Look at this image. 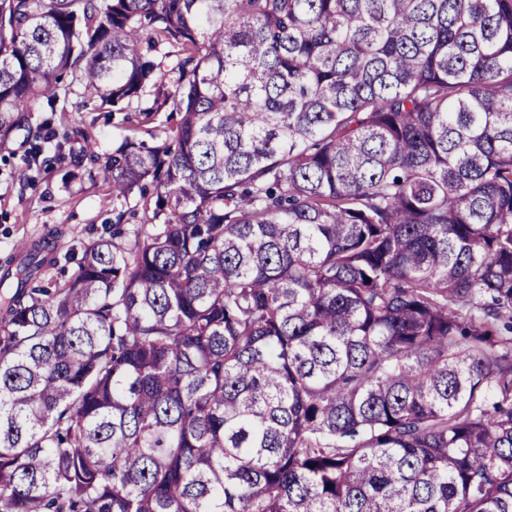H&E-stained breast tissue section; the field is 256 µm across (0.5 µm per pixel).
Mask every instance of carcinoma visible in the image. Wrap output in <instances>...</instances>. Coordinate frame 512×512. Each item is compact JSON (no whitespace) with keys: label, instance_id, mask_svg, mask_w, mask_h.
Listing matches in <instances>:
<instances>
[{"label":"carcinoma","instance_id":"1","mask_svg":"<svg viewBox=\"0 0 512 512\" xmlns=\"http://www.w3.org/2000/svg\"><path fill=\"white\" fill-rule=\"evenodd\" d=\"M19 131L150 228L0 261V512H512V0H0ZM153 90L147 89L139 101L133 100L123 112L118 107L100 110L92 101H88L82 77L78 71L66 74L60 84L57 119L63 118L68 132H85L96 143V150L101 157L112 152L124 138L153 141L147 131H156L164 135L169 127H174L179 120L178 112H172L170 102L161 112H154L145 120L139 109L151 103ZM110 110L111 112H105ZM148 121V122H145ZM143 122V123H142Z\"/></svg>","mask_w":512,"mask_h":512}]
</instances>
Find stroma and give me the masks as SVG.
Segmentation results:
<instances>
[{
	"mask_svg": "<svg viewBox=\"0 0 512 512\" xmlns=\"http://www.w3.org/2000/svg\"><path fill=\"white\" fill-rule=\"evenodd\" d=\"M152 92L132 101L124 111L106 112L88 101L80 73L66 74L60 84L58 105L69 132L81 131L96 143L99 154L112 151L124 138L147 139L149 132L163 133L175 126L178 113L171 108L143 117V106L151 103ZM54 161L26 181L28 156L22 135H15L8 147L0 150V257L16 251L18 244L41 240L48 231H58L55 264L44 274L48 285L63 284L73 272L65 257L70 250L103 233L105 227L122 223L125 230L139 226L142 203L130 196L123 208L112 204V189L103 176L64 182L67 148L50 145Z\"/></svg>",
	"mask_w": 512,
	"mask_h": 512,
	"instance_id": "1",
	"label": "stroma"
}]
</instances>
